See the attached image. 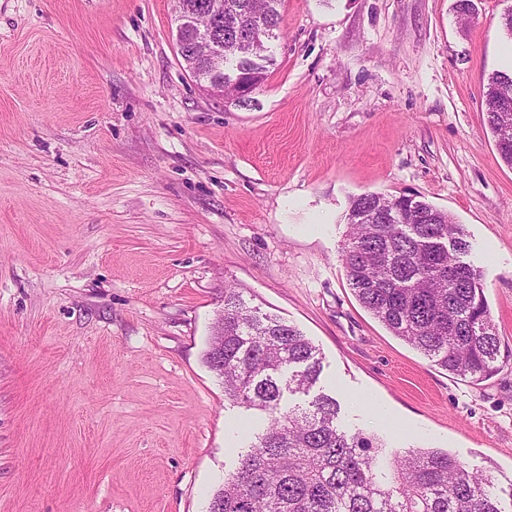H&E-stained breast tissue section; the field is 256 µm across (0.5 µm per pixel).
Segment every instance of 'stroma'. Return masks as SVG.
I'll return each mask as SVG.
<instances>
[{"label": "stroma", "instance_id": "1", "mask_svg": "<svg viewBox=\"0 0 512 512\" xmlns=\"http://www.w3.org/2000/svg\"><path fill=\"white\" fill-rule=\"evenodd\" d=\"M285 0L249 107L209 96L175 0H0V512H207L238 465L204 362L224 291L295 324L351 432L512 498V168L482 88L512 0ZM461 224L504 362L432 365L357 301L353 196Z\"/></svg>", "mask_w": 512, "mask_h": 512}]
</instances>
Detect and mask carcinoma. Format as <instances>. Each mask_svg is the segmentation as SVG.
Listing matches in <instances>:
<instances>
[{
	"mask_svg": "<svg viewBox=\"0 0 512 512\" xmlns=\"http://www.w3.org/2000/svg\"><path fill=\"white\" fill-rule=\"evenodd\" d=\"M227 28L277 30L282 0H236ZM236 57L224 69L256 87L265 79ZM512 69L490 74L483 98L500 158L512 167V112L503 89ZM341 247L347 280L360 304L430 363L478 384L499 370L500 344L481 271L462 260L469 250L453 217L415 196L363 193L348 212ZM207 367L224 380L232 405L267 414L249 430L238 467L209 501L208 512H508L491 477L468 471L447 451L404 448L380 469L384 444L337 424L336 398L317 394L285 409L284 393L306 394L321 373L316 346L295 325L248 306L224 289V348L209 339Z\"/></svg>",
	"mask_w": 512,
	"mask_h": 512,
	"instance_id": "1",
	"label": "carcinoma"
}]
</instances>
